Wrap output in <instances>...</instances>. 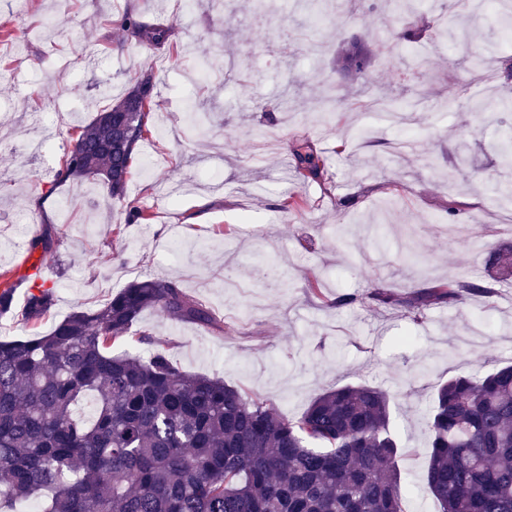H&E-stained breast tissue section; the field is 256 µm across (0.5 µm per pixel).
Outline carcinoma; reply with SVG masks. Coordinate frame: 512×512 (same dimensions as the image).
Segmentation results:
<instances>
[{
  "instance_id": "carcinoma-1",
  "label": "carcinoma",
  "mask_w": 512,
  "mask_h": 512,
  "mask_svg": "<svg viewBox=\"0 0 512 512\" xmlns=\"http://www.w3.org/2000/svg\"><path fill=\"white\" fill-rule=\"evenodd\" d=\"M143 43L167 29L121 19ZM336 63L363 75L370 55L358 38ZM152 74L69 133L56 181H100L109 199L127 196L139 142L162 137L149 126ZM293 173L320 180L325 162L308 141L293 148ZM59 240L33 237L30 254ZM22 319L36 325L54 289L32 277ZM497 280L458 278L409 298L387 286L359 301L402 308L418 320L434 301L464 303L497 294ZM14 306V285L0 287V314ZM149 309L215 330V315L175 282H130L99 308L77 310L44 335L0 340V512L35 499L39 512H405L391 436L392 395L367 384L316 394L294 419L223 380L180 371L165 353L144 359L118 344ZM424 488L440 512H512V366L460 374L432 395Z\"/></svg>"
}]
</instances>
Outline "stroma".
Returning <instances> with one entry per match:
<instances>
[{
    "label": "stroma",
    "instance_id": "obj_1",
    "mask_svg": "<svg viewBox=\"0 0 512 512\" xmlns=\"http://www.w3.org/2000/svg\"><path fill=\"white\" fill-rule=\"evenodd\" d=\"M128 6L140 22L166 28L167 40L131 36L118 22ZM421 9L458 17V35L442 42L421 24L408 44L398 39L405 19L397 10L361 5L325 15L315 30L295 0L265 20L241 14L232 23L223 0L189 10L182 0H0V271L19 277L43 230L60 241L41 258L55 291L50 313L25 324L29 288L20 284L0 336L46 334L138 278L177 282L222 330L149 310L131 329L151 337L136 353L149 356L162 340L180 370L223 379L290 419L323 390L382 387L395 397L390 430L403 449L404 508L439 512L423 489L431 395L452 376L512 364V278L499 283L493 306L478 297L440 303L417 322L400 309L336 310L308 286L314 277L328 293L364 295L385 285L404 297L490 276L484 244H512L488 191L512 181L495 150L512 110L487 122L473 106L488 94L512 99V86L474 81L470 65L478 53L512 54V42L472 0H423ZM48 18L56 33L31 38ZM355 37L373 56L374 83L409 110L407 124L378 117L338 71L336 57ZM146 71L163 139L140 145L126 201L91 181L56 184L67 130L106 105L96 84L108 82L117 99ZM192 102L212 115L205 134L186 124ZM31 133L44 154L22 167L18 152ZM304 139L328 158L322 181L291 174V149ZM289 197L301 205L282 211ZM133 205L149 208L152 222L131 223ZM452 207L468 234L445 242L435 227ZM263 256L277 261L283 287L255 280Z\"/></svg>",
    "mask_w": 512,
    "mask_h": 512
}]
</instances>
